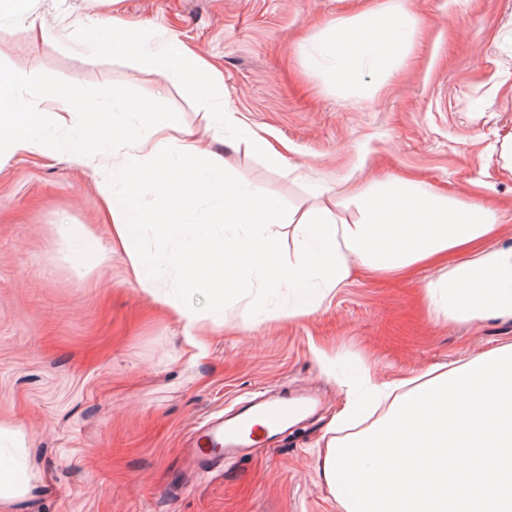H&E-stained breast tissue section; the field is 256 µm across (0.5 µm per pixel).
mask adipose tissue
<instances>
[{"label":"adipose tissue","instance_id":"1","mask_svg":"<svg viewBox=\"0 0 512 512\" xmlns=\"http://www.w3.org/2000/svg\"><path fill=\"white\" fill-rule=\"evenodd\" d=\"M416 21L392 0L366 7L326 33L320 53L337 80L363 71L384 72L406 52ZM161 64L186 75L205 107L222 110L220 74L192 50L172 45ZM139 130L119 123L110 105L88 86L35 92L24 74L0 72V154L53 156L66 150L87 165L105 152L121 155L126 187L110 178L99 197L112 239L128 257L140 284L153 285L163 267L178 271L184 288L213 295L216 320L224 298L239 288H285L296 314L313 312L352 267L377 276L404 274L426 263L447 270L426 286L434 311L452 320L512 317V247L496 246L512 208L464 200L407 178L376 181L356 197V220L327 205L297 219L298 249L283 261L271 225L282 223L277 199L243 187L205 146L207 133L181 130L170 114L134 100ZM78 117L79 135L61 140L41 135L46 120ZM160 190L158 211L138 207L137 188ZM221 202L209 222H197L199 195ZM152 229L169 245L165 262L143 248ZM386 416L345 437L330 436L320 478L342 512H512V345L473 356L425 380L397 383L365 379L364 394L350 400L336 423L355 425L382 402Z\"/></svg>","mask_w":512,"mask_h":512}]
</instances>
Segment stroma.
Instances as JSON below:
<instances>
[{
	"label": "stroma",
	"instance_id": "stroma-1",
	"mask_svg": "<svg viewBox=\"0 0 512 512\" xmlns=\"http://www.w3.org/2000/svg\"><path fill=\"white\" fill-rule=\"evenodd\" d=\"M417 20L387 72L337 82L317 52L349 15L345 0H33L45 36L0 17V70L32 88L123 90L183 125H217L195 92L146 57H88L89 27L113 18L158 51L178 42L224 78V110L279 151L273 164L221 128L211 149L247 186L302 212L344 199L381 173H404L486 204H512L501 168L512 133V0H405ZM112 160L0 157V426L14 429L26 474L0 512H341L319 476L317 448L357 391L512 344V319L453 322L431 312L425 286L353 271L310 315L286 289L244 288L209 314L205 290L165 270L145 290L98 210ZM483 182L474 190V182ZM88 236L99 250L77 252ZM311 397L310 414L256 441L240 460L191 468L186 437L249 397Z\"/></svg>",
	"mask_w": 512,
	"mask_h": 512
}]
</instances>
